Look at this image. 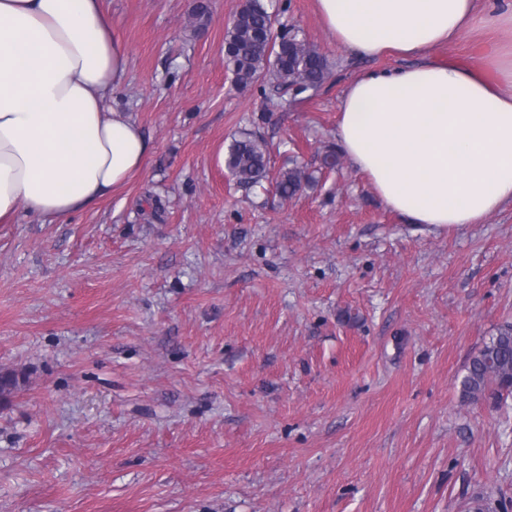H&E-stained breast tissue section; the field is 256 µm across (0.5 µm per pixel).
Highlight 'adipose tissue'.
<instances>
[{"label":"adipose tissue","instance_id":"1","mask_svg":"<svg viewBox=\"0 0 512 512\" xmlns=\"http://www.w3.org/2000/svg\"><path fill=\"white\" fill-rule=\"evenodd\" d=\"M337 47L395 65L353 78L336 142L411 224H478L512 206V0H317ZM481 69L439 61L463 33ZM129 54L101 0H0V223L96 207L143 167L147 141L109 106Z\"/></svg>","mask_w":512,"mask_h":512}]
</instances>
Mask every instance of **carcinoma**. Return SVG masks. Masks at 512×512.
Wrapping results in <instances>:
<instances>
[{
  "instance_id": "obj_1",
  "label": "carcinoma",
  "mask_w": 512,
  "mask_h": 512,
  "mask_svg": "<svg viewBox=\"0 0 512 512\" xmlns=\"http://www.w3.org/2000/svg\"><path fill=\"white\" fill-rule=\"evenodd\" d=\"M275 23L261 0H243L224 35L227 66L241 87L266 79L281 96L289 97L287 103L306 102L322 89L328 62L317 50L304 49L297 31L278 30ZM268 163L267 142L251 132L232 140L224 157L225 168L243 186L267 177ZM314 181L313 174L295 163L278 172L274 185L286 200ZM461 388L462 397L471 402L488 395L505 401L512 395V325L500 328L470 359Z\"/></svg>"
}]
</instances>
